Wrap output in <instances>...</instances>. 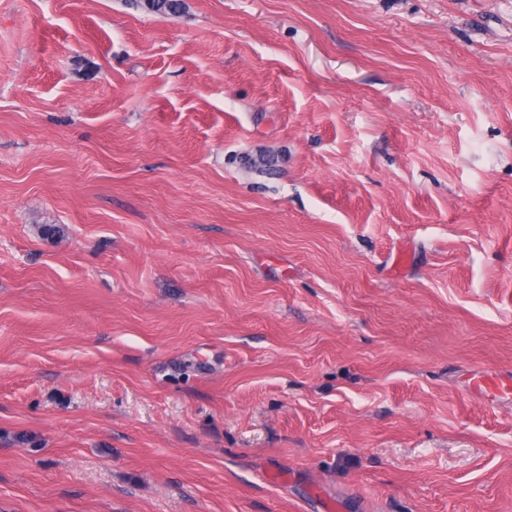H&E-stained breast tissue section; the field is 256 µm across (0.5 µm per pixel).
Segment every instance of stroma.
<instances>
[{"label": "stroma", "instance_id": "1", "mask_svg": "<svg viewBox=\"0 0 512 512\" xmlns=\"http://www.w3.org/2000/svg\"><path fill=\"white\" fill-rule=\"evenodd\" d=\"M0 0V512H512V0ZM470 392L490 404L512 399V372L494 369L474 374L468 379Z\"/></svg>", "mask_w": 512, "mask_h": 512}]
</instances>
